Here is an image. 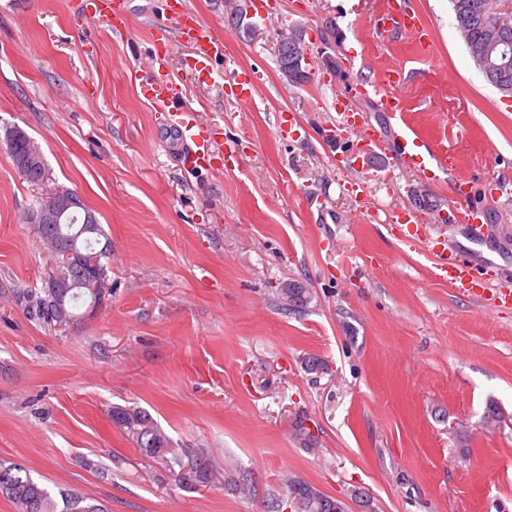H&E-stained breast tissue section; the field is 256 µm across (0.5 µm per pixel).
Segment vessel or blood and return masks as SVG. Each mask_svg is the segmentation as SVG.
Segmentation results:
<instances>
[{
    "mask_svg": "<svg viewBox=\"0 0 512 512\" xmlns=\"http://www.w3.org/2000/svg\"><path fill=\"white\" fill-rule=\"evenodd\" d=\"M181 31L191 32L196 44V57L194 59L193 71L198 82L205 83L214 80L215 74L212 69V61L224 54V40L222 37L215 36L204 31L200 25L194 24L191 13H183L178 21ZM400 29L412 37L416 43L422 44L428 41L429 31L423 25L419 15L415 12H402L399 15L384 13L381 19H378L373 28L374 33L385 32L386 28ZM409 73L405 67L396 66L391 68L385 78L384 85L375 84L365 87L366 95L380 97L383 104L387 106L393 114L397 125L394 134L395 139L399 141L403 148L405 161L413 167L423 169L444 171L448 168V153H433L430 156H422L417 151L419 141L418 135L408 127L405 116L402 112L400 87L407 84ZM390 86L393 89L392 94H385L382 91L383 86ZM259 93V87L256 82L250 79H239L232 77L226 80L224 94L232 102L247 106L250 105ZM180 100L179 92L172 84H164L161 91L155 93L153 97L154 104L162 109H174L175 104ZM175 111V109H174ZM173 125L182 140L191 142L192 149L189 155V167L193 170H208L214 168L217 161L224 153L223 141L215 135H202L193 115L189 111H175ZM435 268L440 275L447 277L449 283L454 288L467 293V295L476 296L482 306L497 308L512 303V289L499 287L490 295H479L475 292L478 283V268H475L469 261L451 258L444 253L438 252L434 255Z\"/></svg>",
    "mask_w": 512,
    "mask_h": 512,
    "instance_id": "b4317fda",
    "label": "vessel or blood"
}]
</instances>
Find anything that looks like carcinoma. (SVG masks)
<instances>
[{"mask_svg":"<svg viewBox=\"0 0 512 512\" xmlns=\"http://www.w3.org/2000/svg\"><path fill=\"white\" fill-rule=\"evenodd\" d=\"M456 28L465 43L475 67L484 79L505 96H512V64L507 71L496 72V67L484 65L480 52L487 46V16L494 11L495 0H450ZM282 294L288 306L301 308L307 304L309 292L305 288H284ZM112 423L136 442L145 455L159 457L167 464H176L184 470L181 478L194 483L208 480L209 468L190 456L168 448L164 433L154 424L150 415L138 408H115ZM0 495L10 500L16 512H108L100 501L76 490L53 492L33 480L22 466L0 462ZM289 497L296 512H348L345 502L323 493L314 485L297 479L289 483Z\"/></svg>","mask_w":512,"mask_h":512,"instance_id":"carcinoma-1","label":"carcinoma"}]
</instances>
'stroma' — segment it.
Listing matches in <instances>:
<instances>
[{
    "label": "stroma",
    "mask_w": 512,
    "mask_h": 512,
    "mask_svg": "<svg viewBox=\"0 0 512 512\" xmlns=\"http://www.w3.org/2000/svg\"><path fill=\"white\" fill-rule=\"evenodd\" d=\"M267 2L273 27L230 24L246 0H0V462L109 512H290L294 479L349 512L358 491L376 512H512V307L459 294L394 221L413 208L424 238L512 285V97L473 64L449 0H416L426 46L372 38V13L403 0ZM184 7L224 38L219 82L192 75ZM291 26L312 51L304 86L277 66ZM157 51L199 126L234 145L222 171H184L186 145L142 92ZM397 64L414 74L406 119L453 176L406 166L378 99L356 95ZM243 70L262 86L247 107L224 97ZM339 96L380 144L366 162L324 133ZM15 125L112 244L103 306L70 326L32 313L48 265L23 218L43 190L6 152ZM454 200L480 233L449 223ZM294 281L309 299L291 310ZM490 401L502 421L486 430ZM115 407L149 412L170 447L213 464L208 482L143 455Z\"/></svg>",
    "instance_id": "35a3bbf8"
}]
</instances>
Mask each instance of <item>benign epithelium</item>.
I'll return each instance as SVG.
<instances>
[{
  "label": "benign epithelium",
  "instance_id": "7a95c632",
  "mask_svg": "<svg viewBox=\"0 0 512 512\" xmlns=\"http://www.w3.org/2000/svg\"><path fill=\"white\" fill-rule=\"evenodd\" d=\"M490 27L495 32V36L489 42V47L494 49L502 47L506 50L512 47V42L502 36V30L512 27V0L496 10ZM286 43L291 45L292 58L284 74L293 84H305L310 79L307 68L309 64L307 48L302 41L292 36L278 40L277 52H282L281 46ZM6 147L11 149L10 159L21 174L26 175L34 170L40 171V176L34 178V182L35 185L46 189L41 205L29 213L28 223L40 233L42 246L52 252L61 267L67 271L78 269L80 274L86 277L93 292L97 293L89 309L92 311L98 309L105 300L108 288L107 279L99 264L100 253H85L77 250L73 244L65 246L52 233L55 225L67 224L71 219L81 224L80 233L93 232L98 224L95 214L84 205L76 192L59 186L47 188L49 175L45 169L41 148L24 129L19 126L10 128ZM46 287L50 288V293L55 298L57 324L67 326L74 323L76 315L67 311L64 306V298L74 287L70 275L58 273L46 284Z\"/></svg>",
  "mask_w": 512,
  "mask_h": 512
}]
</instances>
